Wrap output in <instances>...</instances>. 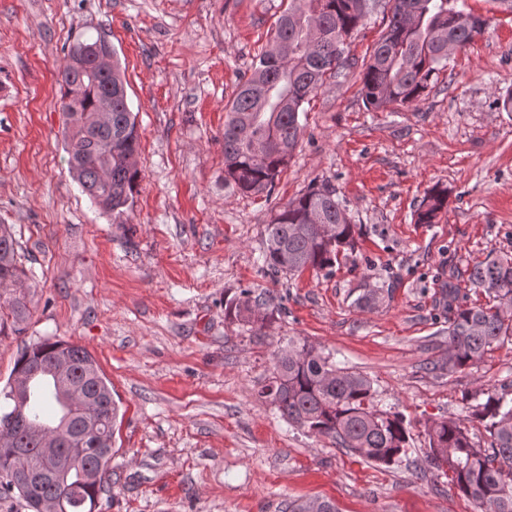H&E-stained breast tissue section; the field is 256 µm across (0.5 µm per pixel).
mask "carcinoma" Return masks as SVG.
Instances as JSON below:
<instances>
[{"instance_id":"obj_1","label":"carcinoma","mask_w":512,"mask_h":512,"mask_svg":"<svg viewBox=\"0 0 512 512\" xmlns=\"http://www.w3.org/2000/svg\"><path fill=\"white\" fill-rule=\"evenodd\" d=\"M369 13V0H288L272 38L282 53L263 51L250 75L237 84L225 106L224 178L244 192H270L302 135L300 114L324 81L340 75L348 58L346 39ZM487 21L466 10L464 0H394L387 30L374 43L362 77V95L379 110L389 104H413L425 96L433 75L448 60V46L464 49L485 32ZM99 39H76L59 81L61 111L68 130L70 170L82 191L112 223L124 224L132 209L140 172L138 131L117 63L102 72L92 65ZM448 206V193L434 190L417 211V223L434 224ZM357 225L347 217L336 188L322 183L289 202L266 225L262 271L272 279L307 268L332 272L342 250L354 248ZM27 270L10 229L0 224V333L24 331L30 317L26 293L18 290ZM469 281L495 304L463 307L448 286V373L476 365L494 345L512 339V260L487 256L469 269ZM279 309L264 294L244 290L224 299V317L259 331ZM67 359L86 409L98 414V438L113 437L118 407L95 358L85 348L46 337L24 347L11 378L0 391L7 411L0 428L21 408L32 422L50 429L56 418L82 419L56 389L52 365ZM29 381L24 399L14 383ZM371 382L336 365L323 350L288 339L274 356L273 370L259 397L290 424L331 439L368 462L389 467L400 462L409 445L405 419L377 409ZM485 400L467 408L463 420H434L426 429L427 460L450 488L471 500L477 512H512V399L488 390ZM477 420L489 433L484 447L470 435ZM38 461V441L24 427L0 438V502L18 497L31 512L43 502H62L61 512H94L111 477L112 449L95 448L74 438L64 452L74 465L58 481L37 473L19 477L17 452ZM100 473L88 482L89 472ZM289 512H337L329 500L294 502Z\"/></svg>"}]
</instances>
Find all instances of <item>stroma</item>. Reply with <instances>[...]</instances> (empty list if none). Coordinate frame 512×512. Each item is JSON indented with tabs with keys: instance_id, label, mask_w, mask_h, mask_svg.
<instances>
[{
	"instance_id": "1",
	"label": "stroma",
	"mask_w": 512,
	"mask_h": 512,
	"mask_svg": "<svg viewBox=\"0 0 512 512\" xmlns=\"http://www.w3.org/2000/svg\"><path fill=\"white\" fill-rule=\"evenodd\" d=\"M286 0H0V224L29 271L22 335H0V388L23 345L86 348L119 417L101 512H475L432 480L425 426L463 417L485 390L512 393V341L450 374L448 312L485 303L467 270L512 257V11L467 0L485 33L453 53L425 99L375 110L362 73L393 0H374L349 62L301 116L304 133L272 195L224 181V107L270 40ZM105 34L139 133L127 223H113L68 172L57 73L81 35ZM335 187L354 250L333 273L271 279L265 228L312 184ZM435 189L448 207L416 221ZM391 290L375 309L357 306ZM269 294L260 336L225 320L224 300ZM298 339L370 380L381 409L410 424L403 463L379 467L282 420L258 393L272 353Z\"/></svg>"
}]
</instances>
